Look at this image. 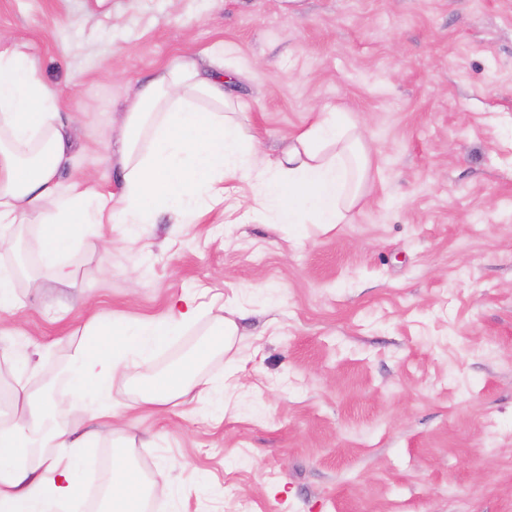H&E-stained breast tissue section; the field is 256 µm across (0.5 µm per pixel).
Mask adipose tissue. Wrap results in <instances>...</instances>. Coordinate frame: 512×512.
I'll list each match as a JSON object with an SVG mask.
<instances>
[{
	"instance_id": "1",
	"label": "adipose tissue",
	"mask_w": 512,
	"mask_h": 512,
	"mask_svg": "<svg viewBox=\"0 0 512 512\" xmlns=\"http://www.w3.org/2000/svg\"><path fill=\"white\" fill-rule=\"evenodd\" d=\"M239 105L224 94L222 81L200 78L191 64H179L143 85L126 108L117 137L122 166L120 196L86 187L65 186L60 171L74 152V126L60 121L53 98L30 55L19 46L0 45V224H24L39 216L40 252L57 282L71 273L59 262L77 238L96 224H148L157 210L190 220L200 198L223 201L224 183H247L258 212L272 211L281 224L309 216L322 229L343 223L359 202L358 186L369 169L360 152V134L343 113L317 112L294 135L267 173L255 175L256 133L236 118ZM218 301L195 302L183 295L162 317L116 324L98 319L91 339L79 347L68 372L73 391L104 398L107 385L177 328L215 315L209 339L192 355L139 382L142 404L162 407L190 392L211 393L215 385L195 376L213 350H231L236 322L220 315ZM58 448L55 457L38 454L42 444ZM87 460L78 441L34 399L13 423L0 424V512H68L79 496L77 471ZM160 489L144 475L127 449L116 447L99 512H144Z\"/></svg>"
}]
</instances>
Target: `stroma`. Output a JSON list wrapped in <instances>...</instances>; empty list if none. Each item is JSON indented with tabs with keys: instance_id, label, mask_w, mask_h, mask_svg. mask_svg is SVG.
I'll list each match as a JSON object with an SVG mask.
<instances>
[{
	"instance_id": "obj_1",
	"label": "stroma",
	"mask_w": 512,
	"mask_h": 512,
	"mask_svg": "<svg viewBox=\"0 0 512 512\" xmlns=\"http://www.w3.org/2000/svg\"><path fill=\"white\" fill-rule=\"evenodd\" d=\"M78 129L63 184L106 165L141 85L183 62L223 70L262 145L257 170L314 112L367 130L359 203L326 232L260 221L229 192L196 223L172 213L87 231L57 284L37 219L0 228L33 257L0 312V423L14 393L54 395L90 430L165 473L163 512H512V0H0ZM190 293L243 310L209 396L159 412L137 382L193 350L204 316L109 385L111 427L65 377L94 316L158 318Z\"/></svg>"
}]
</instances>
